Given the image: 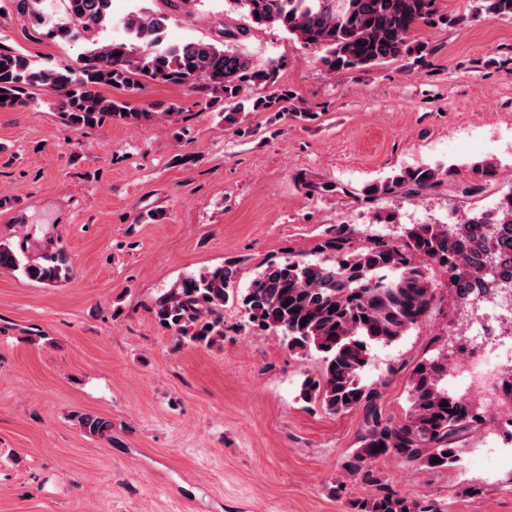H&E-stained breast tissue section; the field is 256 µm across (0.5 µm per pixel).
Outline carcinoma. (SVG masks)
<instances>
[{"label": "carcinoma", "instance_id": "cac0c4a2", "mask_svg": "<svg viewBox=\"0 0 512 512\" xmlns=\"http://www.w3.org/2000/svg\"><path fill=\"white\" fill-rule=\"evenodd\" d=\"M247 23L224 30L226 44L204 41L164 42L170 16L165 12L133 11L120 20L126 41L101 43L97 36L112 23V0H65L74 25L56 24L39 11L31 13L47 35L67 41L81 33L91 44L75 66H44L0 45V108L26 106L33 93L58 97L65 126L79 130L108 117L129 123L154 113L130 106L127 98L150 83L175 84L193 92L207 91L224 103V120L250 103L254 111L285 109L289 93L246 95L275 85L284 65L272 60L258 66L234 42L251 29L276 27L308 48L320 52L328 74L363 69L406 57H422L427 44L415 39L417 28L433 18L449 26L460 17L436 16V0H226ZM512 19V0H472L471 17ZM118 96L107 98L100 89ZM473 178L465 193H479L498 180L492 157L471 164ZM457 171L442 164L406 167L367 185L369 200L424 194ZM317 259L292 255L271 262L243 291L236 272L224 265L182 278L159 296L153 314L158 324L182 345L210 346L224 337L221 312L238 301L253 326L278 333L288 350L300 358L313 353L321 369L301 383L299 397L331 415L358 412L362 426L358 446L344 465L347 474L380 484L372 467L393 458L428 469H446L460 462L463 419L470 404L448 390V349L433 338L434 353L411 369L408 408L395 421L382 408L377 384L364 381L376 346H390L428 321L437 308L434 273L448 275L450 297L462 305L489 292L498 275L512 279V194L501 195L490 210H471L457 222L455 235L439 224H411L402 238L355 237L349 224H336L316 246ZM0 268L26 279L55 283L70 275L64 251L30 259L24 246L0 242ZM336 310H331V307ZM306 324H301L303 319ZM80 427L104 437L112 424L94 414L78 418ZM440 461L433 462L434 457ZM358 512H443L435 500L408 499L392 489L357 504Z\"/></svg>", "mask_w": 512, "mask_h": 512}]
</instances>
